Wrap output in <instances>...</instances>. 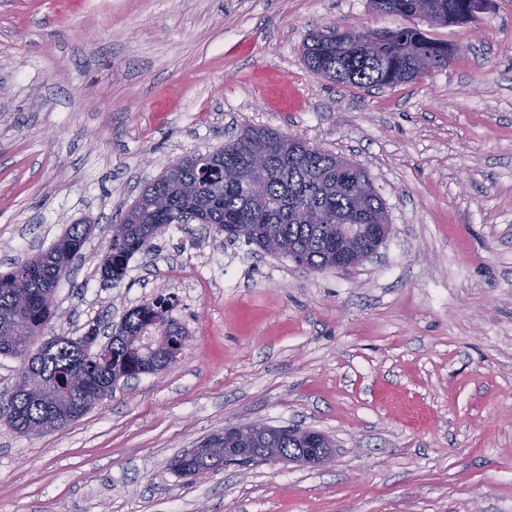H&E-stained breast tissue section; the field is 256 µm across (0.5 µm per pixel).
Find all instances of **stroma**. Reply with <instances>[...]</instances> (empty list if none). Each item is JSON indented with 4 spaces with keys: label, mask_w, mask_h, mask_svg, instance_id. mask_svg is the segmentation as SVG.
Returning a JSON list of instances; mask_svg holds the SVG:
<instances>
[{
    "label": "stroma",
    "mask_w": 512,
    "mask_h": 512,
    "mask_svg": "<svg viewBox=\"0 0 512 512\" xmlns=\"http://www.w3.org/2000/svg\"><path fill=\"white\" fill-rule=\"evenodd\" d=\"M398 23L368 0H0V272L87 219L45 337L160 293L189 334L62 429L0 419V512H512V0L429 28L459 54L393 88L301 56L314 30ZM244 126L364 168L391 225L377 254L310 271L172 224L105 280L121 213ZM248 421L321 432L333 456L171 470Z\"/></svg>",
    "instance_id": "obj_1"
}]
</instances>
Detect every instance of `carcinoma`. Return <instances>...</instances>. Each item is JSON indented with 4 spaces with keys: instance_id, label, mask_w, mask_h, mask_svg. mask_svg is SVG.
<instances>
[{
    "instance_id": "carcinoma-1",
    "label": "carcinoma",
    "mask_w": 512,
    "mask_h": 512,
    "mask_svg": "<svg viewBox=\"0 0 512 512\" xmlns=\"http://www.w3.org/2000/svg\"><path fill=\"white\" fill-rule=\"evenodd\" d=\"M380 13L406 24L394 28L353 31L327 26L312 32L303 45L308 70L342 86L380 89L408 83L431 70L447 68L456 49L431 38L417 21L429 26L468 24L467 0H369ZM365 180L361 198L342 188L349 178ZM263 187L251 194L250 182ZM165 206L153 207L155 198ZM208 224L216 233L235 229L234 236L278 253L298 256L315 271L336 261V238L345 224L388 223L385 203L367 172L352 161L309 143L267 128L247 126L224 147L211 153L183 157L147 186L112 225L104 276L119 281L131 256L151 248L157 226L182 224L186 217ZM89 225L73 224L51 248L35 256L40 270L14 267L0 274V356L23 360L20 379L5 403L0 419L21 434L61 429L82 416L93 402L89 395L112 390V374L127 378L163 366L166 354L178 347L174 340L142 348L137 337L151 324L152 313L137 307L111 336L106 358L84 350L83 341L55 336L49 346L31 352L30 336L43 335L56 314L55 290L61 279L63 253L74 260ZM253 448H301L303 442L274 427L251 441ZM201 460L184 453L172 459L171 469L189 477Z\"/></svg>"
}]
</instances>
